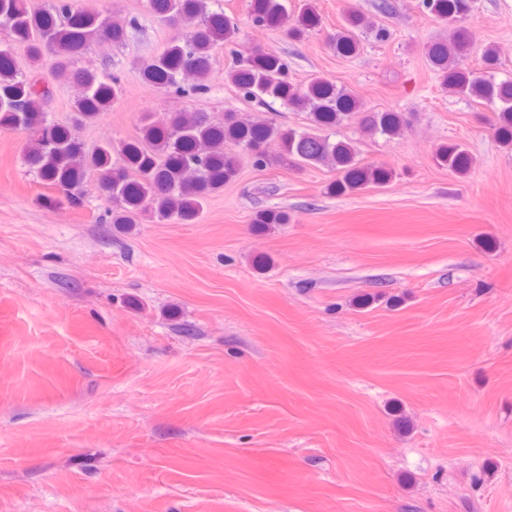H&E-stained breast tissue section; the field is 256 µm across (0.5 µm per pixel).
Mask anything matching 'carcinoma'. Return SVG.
Listing matches in <instances>:
<instances>
[{
  "instance_id": "1",
  "label": "carcinoma",
  "mask_w": 512,
  "mask_h": 512,
  "mask_svg": "<svg viewBox=\"0 0 512 512\" xmlns=\"http://www.w3.org/2000/svg\"><path fill=\"white\" fill-rule=\"evenodd\" d=\"M422 6L439 21H456L471 9V0H422ZM150 16L174 30L164 50L141 64L144 80L160 88L186 93L201 90L211 72L212 51L234 42L240 35L238 22L209 8V0H148ZM253 24L284 28L285 35L302 38L315 28V10L304 4L291 26L283 0H250ZM0 26L9 42L0 46V130L24 131L29 135L25 162L46 185L61 190L73 204L84 197V184L93 178L104 200L105 217L113 228L132 232L145 214L159 223L190 224L198 217L206 198L236 177L242 157L257 167L268 161L289 167L323 165L342 173L330 190L355 191L366 185L382 184L388 173L380 167L358 165L355 147L335 142L321 131L333 128L357 114L368 133L396 136L404 120L398 112H368L352 94L328 80L316 78L304 87L288 82V66L279 56L258 49L247 62L226 78L251 99L280 100L308 113L311 130L297 131L243 119L234 112L215 123L202 112L173 114L164 125L143 121L141 135L122 143V163L112 161V143L92 149L76 135L73 126L90 124L110 110L120 89L112 73L95 69H71V58L99 40L121 43L127 26L108 15L88 12L74 0H54L42 10H32L28 0H7L0 12ZM366 27L363 17L350 14L346 26L328 36L329 46L345 57L357 53V31ZM26 52L21 62L14 50ZM470 50L465 31L455 28L448 41L429 46L428 59L439 72L442 86L454 94L499 102L496 133L512 143V81L498 82L492 69L497 52L482 53L485 71L475 73L457 66ZM56 56L54 77L63 85L80 89L73 104L75 124L51 121L44 105L52 91L29 74L24 64H37L44 53ZM275 145V156L268 154ZM437 160L448 169L464 173L470 158L458 144L442 146ZM253 223L286 224L281 210L258 212Z\"/></svg>"
}]
</instances>
